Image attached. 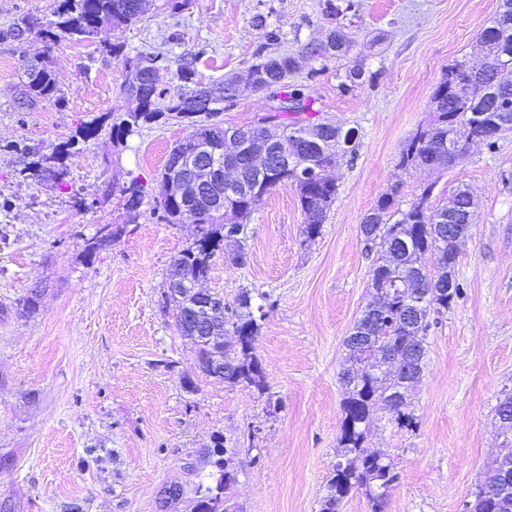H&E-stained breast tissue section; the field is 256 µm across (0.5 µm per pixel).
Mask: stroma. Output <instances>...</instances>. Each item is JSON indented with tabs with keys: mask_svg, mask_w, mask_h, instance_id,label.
<instances>
[{
	"mask_svg": "<svg viewBox=\"0 0 512 512\" xmlns=\"http://www.w3.org/2000/svg\"><path fill=\"white\" fill-rule=\"evenodd\" d=\"M330 3L340 16L329 15ZM498 8L499 0H148L140 21L89 41L0 40V505L196 512L200 487L226 470L227 512H320L339 460L344 340L371 298L377 258L360 226L383 194L395 192L405 209L431 183L434 205L461 188L476 204L455 266L464 294L429 332L411 396L415 427L377 411L364 446L387 454L397 475L382 512H464L494 475L495 408L512 393V133L493 153L472 142L445 171L397 162L432 121L448 65L478 60V34ZM258 12L285 52L338 23L357 39L347 58L303 61L294 78L317 119L357 132L354 159L333 172L337 194L320 234L306 240L296 191L273 187L247 220L248 264L215 255L201 283L225 304L248 288L263 305L262 396L202 374L164 303L174 259L197 238L196 225L165 223L156 209L161 170L186 127L151 124L122 144L105 130L78 135L81 124L133 109L121 85L137 53L195 59L204 82L246 77L264 41L265 29L251 25ZM173 32L179 41H169ZM117 42L120 57L109 50ZM40 57L64 105L19 109L22 64ZM356 64L370 80L343 92L339 77ZM17 141L50 159V170L24 177L29 158L12 150ZM133 180L144 198L131 224L119 189ZM105 226L121 236L87 253ZM34 290L30 312L24 300ZM216 435L227 450L222 470L208 456ZM172 484L182 488L174 501L164 494Z\"/></svg>",
	"mask_w": 512,
	"mask_h": 512,
	"instance_id": "1",
	"label": "stroma"
}]
</instances>
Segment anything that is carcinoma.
I'll return each mask as SVG.
<instances>
[{"instance_id":"obj_1","label":"carcinoma","mask_w":512,"mask_h":512,"mask_svg":"<svg viewBox=\"0 0 512 512\" xmlns=\"http://www.w3.org/2000/svg\"><path fill=\"white\" fill-rule=\"evenodd\" d=\"M143 4L144 0H60L55 20L43 25L22 16L0 31V39L17 40L22 32L34 31L54 45L65 38L87 41L105 24L121 30L136 22ZM279 40L278 30L265 32V42L257 47L256 61L243 86L232 76L200 82L192 59L175 68L162 53L138 57L135 68L130 65L131 59H126L128 74L122 91L134 98L137 106L112 119L110 136L124 143L139 134L143 125L160 121L175 120L190 128L189 134L171 149L161 171L166 184L167 170L174 159L199 165L204 163L206 148L224 145L225 128L218 117L243 98L261 94L272 98L285 92L290 98L301 99L303 108L309 109L308 96L291 84L300 60L345 58L355 44V35L337 25L323 39L305 43L296 53L272 49ZM480 40L483 62L466 70L461 69V61L448 66L431 97L434 119L406 141L397 168L446 169L462 160L470 141L484 132L490 134L482 140L486 149L493 153L499 148L500 137L491 133L502 117L512 121V0H502L498 12L482 29ZM154 63L168 71V80L160 87L153 85V72L149 70ZM23 75L21 99L25 105L62 101L49 68L30 65ZM363 76L360 67L347 69L340 88L344 92L355 90L363 84ZM235 132L245 148L227 163L235 166L240 187L224 190L221 211H212L206 199L188 206L171 192L159 202L163 221L188 222L200 229L199 237L173 263L171 277L182 280L184 286L165 294V300L176 311L178 332L195 347L196 367L201 373L208 372L210 362L219 353L224 358V382L253 387L262 396L267 386L256 341L264 320L263 306L254 304L251 292L243 289L233 305L217 317L197 308L198 296L187 284L207 278L220 250L230 265L247 264L244 221L275 186H291L297 191L305 216L303 234L308 240L318 236L336 198V183L326 177L303 179L301 173L326 172L336 166L338 158L347 155L339 150L347 132L310 118L290 121L288 113L282 111ZM432 189L431 185L424 187L404 211L395 208L394 193H386L360 225L367 246L379 248L381 263L371 270L373 300L344 340L345 397L339 438L342 460L336 463L321 512H336L353 490L364 491L374 506L380 505L394 475L382 454L363 447L365 434L380 403L398 427H413L409 397L422 380L429 316L463 295L455 266L448 265V261L458 257L460 237L452 228L461 220L472 223L474 201L468 191L460 190L450 205L434 208L430 203ZM143 193V185L136 180L121 188L130 224L137 223ZM428 259L433 260L430 266L426 264ZM226 335L234 341L217 349L211 337ZM496 415L502 429L498 455L512 458V395L498 405ZM196 509L224 512V496H209L199 501ZM470 512H512V487L505 496L500 489L477 488Z\"/></svg>"}]
</instances>
